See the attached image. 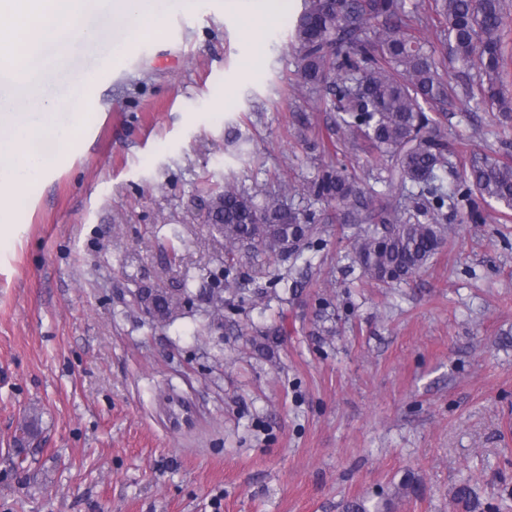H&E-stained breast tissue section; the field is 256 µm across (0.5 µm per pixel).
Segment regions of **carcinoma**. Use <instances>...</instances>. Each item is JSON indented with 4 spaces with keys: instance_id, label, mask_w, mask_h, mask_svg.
Here are the masks:
<instances>
[{
    "instance_id": "1",
    "label": "carcinoma",
    "mask_w": 512,
    "mask_h": 512,
    "mask_svg": "<svg viewBox=\"0 0 512 512\" xmlns=\"http://www.w3.org/2000/svg\"><path fill=\"white\" fill-rule=\"evenodd\" d=\"M425 10L415 0H303L293 25V48L300 83L319 105L338 113L340 142L358 141L380 152L375 184L362 190L345 165L316 173L307 195L334 210L341 224L359 231L351 250L363 274L383 284L418 274L444 240L443 208L455 202L443 190L439 172L448 169L451 143L432 113L456 98L473 111L491 110L512 119V94L505 91L507 61L505 0H433ZM440 24L442 57L415 31ZM457 80L443 77L446 59ZM469 179L486 203L512 210V162L484 155L472 160ZM382 184L383 189L375 188ZM419 188L421 205L413 214L390 201L396 188ZM258 192L227 184L205 204L204 223L218 233L228 257L243 246L281 256L280 244L294 237L295 258L312 247L315 215L284 200L260 203ZM183 301L154 295L155 311L169 323L184 315L194 293L181 285Z\"/></svg>"
}]
</instances>
